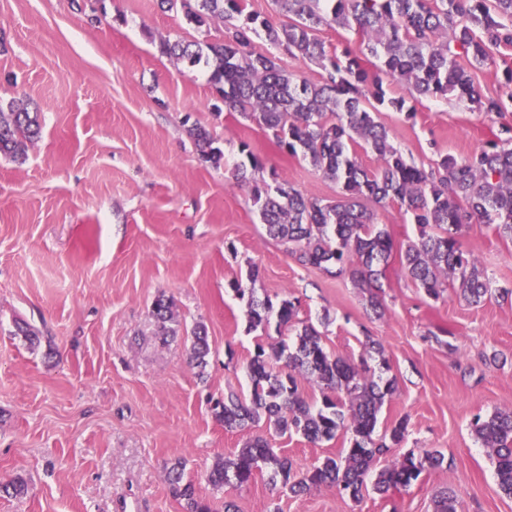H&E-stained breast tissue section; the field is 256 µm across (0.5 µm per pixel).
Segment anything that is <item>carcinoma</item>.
Here are the masks:
<instances>
[{
    "label": "carcinoma",
    "mask_w": 512,
    "mask_h": 512,
    "mask_svg": "<svg viewBox=\"0 0 512 512\" xmlns=\"http://www.w3.org/2000/svg\"><path fill=\"white\" fill-rule=\"evenodd\" d=\"M278 18L249 9L247 0H160V8H180L197 28L224 24L221 40H163L161 54L195 71L200 64L216 65L209 82L224 109L271 130L281 151L309 162L322 178L340 188L338 198L310 197L271 171L273 184L255 174L263 163L241 144L243 159L234 177L250 183L251 200L266 235L284 245L304 265L329 274L349 273L381 315L383 279L393 258L402 273L424 294L437 300L448 286L458 285L463 299L479 305L495 290L480 260L465 246L463 231L487 224L512 241V126L503 125L496 139L463 157L440 154L425 168L408 161L393 144L388 128L378 120L380 108L412 116L422 100L446 99L452 93L480 112L504 111L499 94L485 95L471 71L512 50V0H277ZM338 27L354 39L342 49L318 36L322 27ZM262 33L283 54L315 63L323 71L318 83L286 71L279 58L258 52L253 36ZM397 82L403 95L390 97L385 81ZM38 113L12 101L0 106V154L23 157L39 137ZM201 155L219 165L223 153L213 147L203 126L189 129ZM371 153L370 168L362 155ZM396 203L418 228L416 239L396 245L386 228L375 224L369 205ZM246 301L249 329L274 330L279 336L295 332L293 345L283 341L257 345L248 364L249 396L224 393L215 416L227 430L244 429L266 419L280 434H296L312 444L351 432L349 447L306 469H297L276 453L267 438L246 440L232 456L219 458L208 475L214 487L249 485L254 474L269 472V482L294 497L320 486H334L354 500L366 488L373 460L400 445L408 435L402 418L375 438L378 415L396 394L393 378L376 374L366 360L330 352L321 332L297 319L298 299H257L252 288L232 283ZM154 316L163 334L176 333L171 303L160 299ZM190 359L207 365L210 346L203 325L191 332ZM319 392L305 395L302 383ZM471 432L495 465L500 491L512 496V409L477 416ZM445 455L427 450L410 452L380 470L373 489L385 495L406 488L423 470L443 466ZM171 495L185 512H210L184 479L181 463L168 471ZM450 489L433 500V512H457Z\"/></svg>",
    "instance_id": "1"
}]
</instances>
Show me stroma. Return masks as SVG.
Returning <instances> with one entry per match:
<instances>
[{"label": "stroma", "mask_w": 512, "mask_h": 512, "mask_svg": "<svg viewBox=\"0 0 512 512\" xmlns=\"http://www.w3.org/2000/svg\"><path fill=\"white\" fill-rule=\"evenodd\" d=\"M86 2L0 0V101L24 104L42 126L24 158L0 155V483H27L22 498L0 497V512H184L165 481L178 461L211 512L228 500L239 512H432L446 487L458 512H512L470 432L476 415L512 409V300L472 306L450 289L432 301L394 263L374 317L349 276L300 264L266 236L249 186L235 182L240 145L307 195L334 198L336 184L256 123L215 115L208 70L184 72L157 51L162 39L219 40L222 25L194 28L158 0H104L92 23ZM379 119L426 166L494 140L512 126V101L487 114L425 100L415 116ZM195 123L220 165L201 158L187 132ZM464 242L495 287L512 289V241L474 224ZM253 264L257 296L298 298L330 351L357 360L366 336L382 342L398 390L377 431L405 417L409 435L373 470L429 449L444 453L442 468L357 501L333 487L293 498L264 472L242 488L208 482L217 458L267 431H228L213 413L225 391L248 394L247 364L267 341L231 287ZM160 299L172 303L175 335L162 336L153 315ZM22 321L37 344L17 335ZM199 324L210 344L202 369L189 358ZM441 329L448 345L425 341ZM349 441L273 443L304 469Z\"/></svg>", "instance_id": "obj_1"}]
</instances>
